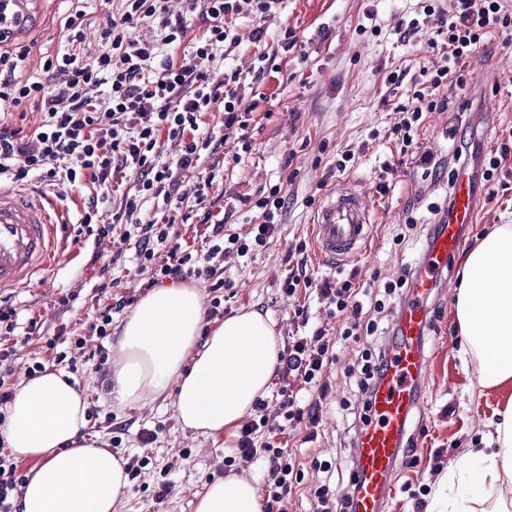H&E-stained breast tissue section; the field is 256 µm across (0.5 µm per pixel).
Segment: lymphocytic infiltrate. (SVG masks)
<instances>
[{
    "label": "lymphocytic infiltrate",
    "mask_w": 512,
    "mask_h": 512,
    "mask_svg": "<svg viewBox=\"0 0 512 512\" xmlns=\"http://www.w3.org/2000/svg\"><path fill=\"white\" fill-rule=\"evenodd\" d=\"M118 12L106 13L100 27L101 48L95 55L81 53L86 11L67 16L63 27L64 46L46 57L40 75H24L30 53L24 43L14 40L0 47V112L32 109L40 114L32 129L0 123V185L24 184L30 174H39L47 184H74L90 175L97 198L119 191L129 176L137 178V192L124 196L123 212L113 214L111 223L93 225L84 216L83 228H95L99 238L111 236L114 225L133 217L140 199H194L203 206L215 176L206 174L190 187H183L181 172L197 168L202 158L223 147L227 134L245 130V114L253 104L238 94L239 74L224 73L213 79L211 67L224 55L225 43H237L231 19L250 17L266 21L281 0H186L183 12L173 13L169 0H121ZM439 33L445 34L446 65L435 68L429 92L415 91L412 105L401 106V120L394 134L404 146H411L424 113L442 112L448 106L439 90L447 82L463 85V71L471 56L491 33L512 39V0H448L438 11ZM202 31H195V24ZM151 27L148 38L134 36V29ZM224 114L222 134L201 133L204 113ZM179 147L175 164L160 163L165 142ZM286 203L280 188L257 200L263 223L254 225L250 238L225 233L224 221L205 210L203 222L209 232L205 251L181 244H168V226L156 221L138 225V260L150 269L152 284L167 279L205 275L223 288L217 275L226 257L246 255L266 246L278 231L274 218ZM305 245H296V260L282 288L295 294L298 288L314 290L326 306L329 317L339 326L337 337L327 336L323 327L289 340L280 354L275 375L279 387L276 413H269L266 399H257L253 416L239 427L238 458H262L267 469L263 512H286L295 484L304 479L302 468L289 448L278 445L279 435L305 428L306 441L318 436L320 414L329 395L326 372L337 359L341 342L359 343L360 350L348 374L356 384L355 405L341 404L340 412L352 415L351 441H358L370 421L371 402L388 364V341L375 338L377 318L393 312L407 298V275L385 282L382 293L372 287L354 286L352 279L315 276L303 257ZM265 436L256 447L257 436Z\"/></svg>",
    "instance_id": "1"
}]
</instances>
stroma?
Wrapping results in <instances>:
<instances>
[{
	"instance_id": "35a3bbf8",
	"label": "stroma",
	"mask_w": 512,
	"mask_h": 512,
	"mask_svg": "<svg viewBox=\"0 0 512 512\" xmlns=\"http://www.w3.org/2000/svg\"><path fill=\"white\" fill-rule=\"evenodd\" d=\"M427 3L439 8L447 6L448 0H283L279 14L266 23L258 42L252 38L255 24L251 19L234 21L239 42L225 46L224 67L239 69L242 94L260 96L261 101L246 116L249 146L229 136L223 154L204 159L200 170L208 171L216 162L221 165L210 198L223 208L228 232L245 235L260 223L261 211L254 202L273 186L285 192L288 205L278 216V234L266 248L225 259L221 290H213L207 277H189V284L201 289L204 302L220 298L228 316L241 309L267 314L283 343L304 335L294 311L306 303L312 323L335 334L336 320L327 316L317 299L302 293L291 297L282 290L288 274V248L311 240L316 204L340 181L358 183L370 192L373 237L366 254L349 267L360 285L376 275L384 281L395 278L416 257L422 243L414 236L398 245L395 236L409 221L428 223V205L442 202L448 192L447 178L421 165L419 154L449 163L455 130L468 132L475 145L486 151L512 134V43H504L496 34L470 59L463 87L448 90L447 111L426 113L412 153L401 155L391 136L396 108L411 103L423 68L442 61L440 54L427 48L428 39L437 31L436 16L423 11ZM119 7V0H111L106 7L100 0H32L37 24L23 28L20 34L31 47L26 74L39 73L42 57L56 53L61 28L73 9H83L100 20L106 11ZM409 22L416 24V32L405 31ZM288 30L296 44L287 52L281 44ZM262 52L272 54L273 59L270 69L259 77L253 67ZM394 71L404 73L401 83L389 82ZM348 149L354 150V159L346 170H337L339 154ZM386 162L393 163L394 169L388 177L390 190L382 196L376 185ZM27 186L41 193L56 224L51 266L31 283L7 292L21 318L35 315L43 322L39 335L17 339L9 362L14 384L25 379L35 360L47 357L46 342L60 325H67L72 334H82L94 313L110 304L112 294L142 298L150 277L136 259L134 239L99 244L85 236L74 241L72 228L89 204V178L64 193L36 176ZM311 197L316 200L312 206L307 203ZM139 216L145 221L174 218L171 236L195 249L202 246L205 226L193 200L172 209L161 199L147 198ZM498 224H512V188L484 201L477 222L465 230L467 245L475 246ZM117 250L124 260L110 264ZM463 262V256L455 257L446 272L449 290L437 299L435 331L424 349L428 380L408 429L416 446L383 512H414L415 503L430 501L439 480L457 470L469 452L484 447L495 431L498 412L512 402V382L480 386L478 360L461 352L455 299ZM104 267L115 280L109 293L97 288ZM71 291L78 292V300L70 308L59 307L61 295ZM58 348L76 360L74 379L88 404L86 433L91 440L129 459H150L140 477L130 482L124 512H194L196 495L205 484L231 471L263 483L262 461L226 465L236 446V429L206 436L183 428L174 416L172 394L160 395L143 406H118L110 394L111 367H98L93 357L101 349L112 351L111 342L90 336L83 348L67 341ZM352 348V343H344L329 369L331 406L323 411L317 441L304 442L300 430L288 440L305 474L292 490L288 512H314L310 489L323 475L311 468L312 459L339 464L348 454V435L335 406L356 399L354 382L347 375L355 360ZM145 432L155 435L147 444L140 441ZM164 468L174 490L160 503L152 490L153 476Z\"/></svg>"
}]
</instances>
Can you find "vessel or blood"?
<instances>
[{"mask_svg": "<svg viewBox=\"0 0 512 512\" xmlns=\"http://www.w3.org/2000/svg\"><path fill=\"white\" fill-rule=\"evenodd\" d=\"M478 187L468 174L452 186L447 224L432 239L426 260L409 277L410 297L396 317L398 334L372 401L371 421L355 449L358 489L355 512H382L403 465L400 450L410 420L420 406L428 375L424 340L430 330V301L446 285L449 261L465 247L463 230L479 206ZM371 199L367 190L342 183L330 192L314 218V244L320 257L336 263L359 257L370 241ZM53 220L26 190L0 186V291L26 284L44 269Z\"/></svg>", "mask_w": 512, "mask_h": 512, "instance_id": "1", "label": "vessel or blood"}]
</instances>
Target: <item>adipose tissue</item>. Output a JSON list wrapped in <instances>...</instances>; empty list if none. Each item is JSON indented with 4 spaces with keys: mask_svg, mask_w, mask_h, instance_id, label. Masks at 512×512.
Masks as SVG:
<instances>
[{
    "mask_svg": "<svg viewBox=\"0 0 512 512\" xmlns=\"http://www.w3.org/2000/svg\"><path fill=\"white\" fill-rule=\"evenodd\" d=\"M455 311L480 362L484 387L512 381V225H499L469 251ZM205 309L198 288L176 284L141 298L120 325L112 353L111 393L136 406L174 389L176 420L205 435L231 428L264 396L281 345L271 320L239 310L201 339ZM87 401L62 370L19 384L7 405L0 440L11 457L37 459L19 498L21 512H122L127 459L87 443ZM477 466L460 471L468 499L487 488L512 494V403L480 449ZM257 484L230 474L207 484L195 512H261Z\"/></svg>",
    "mask_w": 512,
    "mask_h": 512,
    "instance_id": "adipose-tissue-1",
    "label": "adipose tissue"
}]
</instances>
